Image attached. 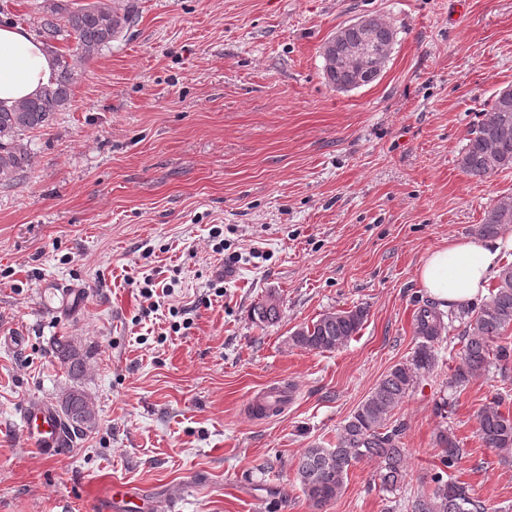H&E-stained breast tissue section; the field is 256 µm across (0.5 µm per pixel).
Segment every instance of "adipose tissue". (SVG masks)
<instances>
[{
    "label": "adipose tissue",
    "instance_id": "1",
    "mask_svg": "<svg viewBox=\"0 0 512 512\" xmlns=\"http://www.w3.org/2000/svg\"><path fill=\"white\" fill-rule=\"evenodd\" d=\"M54 57L22 26L0 25V103L12 105L38 95L55 76ZM512 234L495 239L453 237L431 251L417 270L428 296L460 307L483 296L495 279Z\"/></svg>",
    "mask_w": 512,
    "mask_h": 512
}]
</instances>
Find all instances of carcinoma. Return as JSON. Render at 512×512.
Segmentation results:
<instances>
[{
	"label": "carcinoma",
	"instance_id": "cac0c4a2",
	"mask_svg": "<svg viewBox=\"0 0 512 512\" xmlns=\"http://www.w3.org/2000/svg\"><path fill=\"white\" fill-rule=\"evenodd\" d=\"M134 24L130 7L117 0H43L32 26L47 49L55 43L75 41V53L89 59L109 49ZM396 30L387 22L373 19V37L382 54L369 70L355 65L324 67L329 85L344 92L377 81L396 41ZM57 77L42 94L11 106L0 103V177H8L31 165V152L23 136L49 125L54 114L67 109L73 87L79 79L75 63L56 55ZM466 175L483 179L512 167V89L499 91L483 118L471 132L458 159ZM512 224V202H500L484 213L476 233L495 237L501 227ZM367 311L363 307L338 310L320 315L316 320L294 330L288 344L306 350L331 352L354 336L361 328ZM261 323L272 325L279 319V304L264 300L253 309ZM463 325L457 336L458 363L450 385L458 387L494 367L502 372L512 364V345L498 339L512 327V263L502 266L496 283L481 303L460 308L448 319L432 307L420 309L416 332L419 342L410 359L395 365L372 388L336 435V446L307 448L299 457L294 473L305 498L320 512L337 500L345 488L348 472L362 460H375L382 488L394 493L406 480L405 453L401 435L403 426L391 423L394 410L404 401L421 378L433 373L438 362L436 345L443 335ZM58 361L76 376L84 372L85 353L77 350L66 336L53 339ZM504 396H493L478 411L479 433L489 448L512 452V414L503 413ZM88 399L79 389L68 391L60 401V418L67 432L84 433L93 424V415L83 416ZM440 471L431 477L434 488L429 495L412 501V512H488L484 501L472 496L468 486L444 478L457 466L463 449L450 428L439 431Z\"/></svg>",
	"mask_w": 512,
	"mask_h": 512
}]
</instances>
